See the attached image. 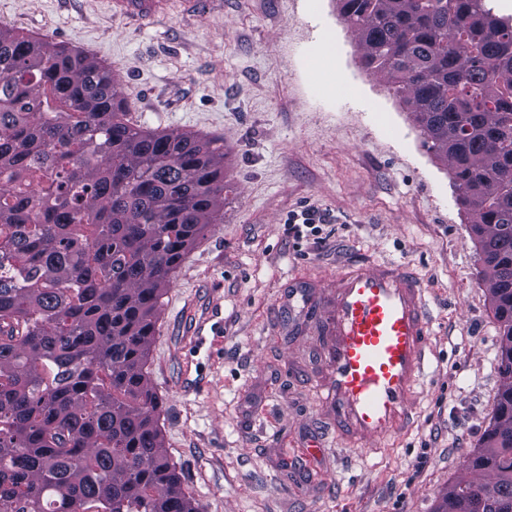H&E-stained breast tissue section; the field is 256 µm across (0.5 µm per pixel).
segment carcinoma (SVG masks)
<instances>
[{
    "label": "carcinoma",
    "mask_w": 512,
    "mask_h": 512,
    "mask_svg": "<svg viewBox=\"0 0 512 512\" xmlns=\"http://www.w3.org/2000/svg\"><path fill=\"white\" fill-rule=\"evenodd\" d=\"M452 169L500 324L479 477L512 512V19L485 0H339ZM112 70L0 27V512H199L146 370L158 301L224 202V140L126 119Z\"/></svg>",
    "instance_id": "obj_1"
}]
</instances>
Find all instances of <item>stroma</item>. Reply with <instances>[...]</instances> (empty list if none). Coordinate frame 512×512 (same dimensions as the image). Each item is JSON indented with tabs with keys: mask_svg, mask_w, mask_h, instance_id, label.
Instances as JSON below:
<instances>
[{
	"mask_svg": "<svg viewBox=\"0 0 512 512\" xmlns=\"http://www.w3.org/2000/svg\"><path fill=\"white\" fill-rule=\"evenodd\" d=\"M135 22L106 0H0V25L111 68L129 120L224 139V204L159 302L148 372L164 448L200 512H439L501 388L499 324L450 166L367 68L338 0H198ZM330 46L335 91L313 76ZM330 235L296 247L288 211ZM407 265L428 289L429 375L400 437L334 443L314 312L347 261ZM328 451L309 455L315 441ZM326 224V215L320 213L318 209L314 207L303 206L301 210H291L284 221V230L288 237H292L293 240L298 241L305 237H313V240H317L314 243H320L326 238L322 237L323 229L321 226ZM302 227L307 230L303 231Z\"/></svg>",
	"mask_w": 512,
	"mask_h": 512,
	"instance_id": "obj_1",
	"label": "stroma"
}]
</instances>
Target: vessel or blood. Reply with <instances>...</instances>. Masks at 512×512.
<instances>
[{"label": "vessel or blood", "instance_id": "obj_1", "mask_svg": "<svg viewBox=\"0 0 512 512\" xmlns=\"http://www.w3.org/2000/svg\"><path fill=\"white\" fill-rule=\"evenodd\" d=\"M113 15L152 19L166 0H108ZM322 319L325 368L317 382L334 439L355 447L400 436L427 377L428 300L395 262L354 266L302 293Z\"/></svg>", "mask_w": 512, "mask_h": 512}]
</instances>
